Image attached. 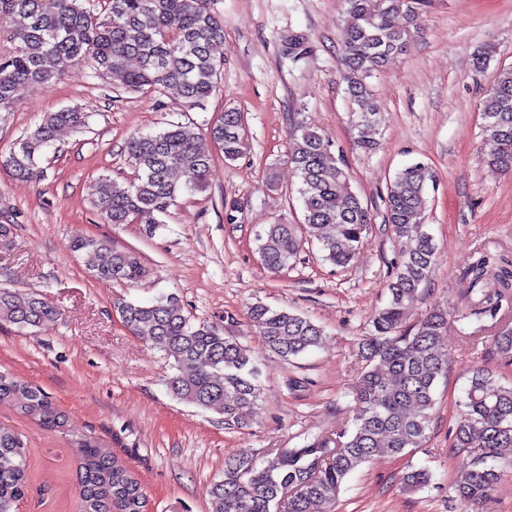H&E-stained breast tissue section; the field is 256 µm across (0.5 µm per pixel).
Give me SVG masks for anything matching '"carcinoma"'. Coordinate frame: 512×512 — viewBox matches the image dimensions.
<instances>
[{
    "label": "carcinoma",
    "mask_w": 512,
    "mask_h": 512,
    "mask_svg": "<svg viewBox=\"0 0 512 512\" xmlns=\"http://www.w3.org/2000/svg\"><path fill=\"white\" fill-rule=\"evenodd\" d=\"M87 0H0V26L16 46L0 56V109L34 85L60 79L64 59L91 60L96 73L115 87L162 92L177 89L192 106H203L219 87L221 61L214 46L224 42V22L206 0H104L107 18L98 20ZM422 0H345L346 33L340 53L341 79L358 106L356 146L376 148L373 138L378 104L367 82L372 73L405 52L408 26ZM87 113L67 108L46 114L41 123L0 158V165L22 180L40 177V160L61 127L82 129ZM483 145L488 163L512 173V68L498 71L483 101ZM207 135L233 163L244 153L243 115L226 110L207 124ZM135 177L118 183L100 176L92 204L107 224H142L153 235L161 216L183 192H203L212 157L201 151L190 128L170 123L127 142ZM288 162L300 179L304 234L293 224H268L256 234L261 265L273 274L288 268L304 242L320 246L323 261L345 267L367 237L371 218L352 190L344 157L335 153L311 123L293 127ZM432 179L421 162L396 173L385 197L387 224L394 238L408 244L387 288L389 299L373 320L371 334L359 343L365 362L352 389L354 427L316 438L304 448H278L265 464L249 451L224 459V476L211 484L210 512H334L346 479L375 455L398 457L424 446L431 428L438 382L448 375L449 354L442 347L448 313L442 309L408 323L409 309L436 266L437 247L422 222L423 193ZM72 251L89 259L101 282L138 283L146 273L139 254L117 249L107 238L78 237ZM106 254L102 263L95 258ZM480 293L456 307L460 319L480 322L512 308V265L489 252L464 271ZM122 323L135 336L162 345L175 373L169 393L201 409L219 410L228 429L250 426L262 395V370L236 337L186 314L181 300L162 295L149 303L121 302ZM59 312L39 294L0 289V321L20 330H46ZM253 325L267 348L284 360L321 347L324 331L301 314L262 303L250 308ZM504 357H512V328L495 336ZM13 407L48 430L65 429L66 415L42 388L0 373V405ZM453 447L469 456L454 489L467 504H477L497 488L500 464L512 461V385L499 383L476 368L461 403ZM77 455L78 512H146L141 480L118 459L104 454L90 437L74 442ZM433 474L413 468L402 477L406 491L427 486ZM28 491V446L15 431L0 427V512H14Z\"/></svg>",
    "instance_id": "carcinoma-1"
}]
</instances>
